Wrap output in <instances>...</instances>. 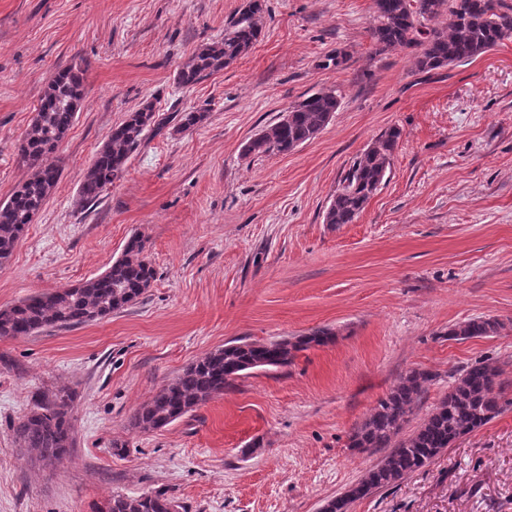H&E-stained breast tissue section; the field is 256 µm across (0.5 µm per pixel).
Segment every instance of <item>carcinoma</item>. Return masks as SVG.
I'll return each instance as SVG.
<instances>
[{"instance_id":"carcinoma-1","label":"carcinoma","mask_w":512,"mask_h":512,"mask_svg":"<svg viewBox=\"0 0 512 512\" xmlns=\"http://www.w3.org/2000/svg\"><path fill=\"white\" fill-rule=\"evenodd\" d=\"M378 24L371 30L378 51L417 49L421 70L466 63L512 38V3L507 0H374ZM263 0H247L224 29V38L202 45L178 67L175 81L190 87L223 70L245 55L262 33ZM80 64L57 72L35 109L18 149L30 176L8 199L0 202V267L12 258L26 226L56 188L60 166L47 163L56 153L84 99ZM340 101L334 89H324L288 108V122L277 121L251 139L245 152L259 156L288 154L315 138L330 122ZM162 129L147 104L112 128L84 173L78 197L96 203L103 192L121 180L126 164L150 132ZM402 131L394 126L378 136L343 176L324 214V223L352 224L391 170ZM147 241L135 234L122 255L102 274L68 288L33 296L0 309V336H27L49 326L71 327L94 322L137 303L156 278L147 255ZM497 318H475L448 330V338L464 340L499 332ZM336 333L318 328L301 336L265 342L238 338L206 353L174 381L163 386L136 410L131 424L141 431L167 427L235 386L243 372L278 370L290 366L296 353L327 345ZM436 375L411 369L379 399L370 415L355 426L348 447L374 453L390 452L343 494L325 502L321 512H349L350 505L376 490L387 488L431 463L460 437L473 433L502 414L512 402L503 400L499 368L475 361L460 371L454 385L430 410L416 430L400 437ZM71 395L59 391L37 395L30 411L13 427L21 448H31L47 460L61 459L74 447L70 421ZM174 500L162 492L137 497L112 495L104 512H170Z\"/></svg>"}]
</instances>
